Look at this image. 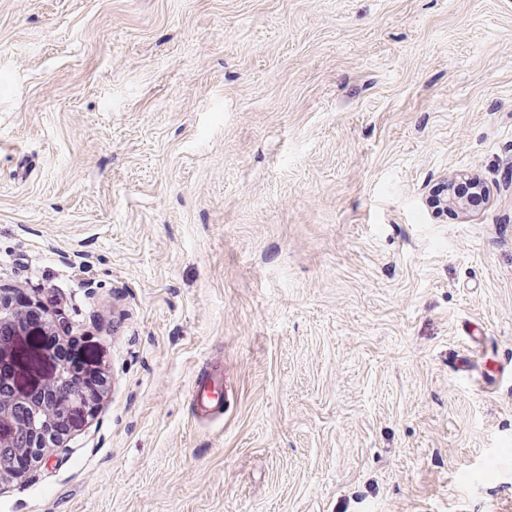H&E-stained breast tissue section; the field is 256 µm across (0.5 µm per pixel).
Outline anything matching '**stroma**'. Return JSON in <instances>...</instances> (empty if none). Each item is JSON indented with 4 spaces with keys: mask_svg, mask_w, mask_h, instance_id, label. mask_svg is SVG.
<instances>
[{
    "mask_svg": "<svg viewBox=\"0 0 512 512\" xmlns=\"http://www.w3.org/2000/svg\"><path fill=\"white\" fill-rule=\"evenodd\" d=\"M17 286L108 383L0 512H512V0H0ZM433 204L435 205V213L438 216H442L444 214H448V210L456 211V210H465L469 205V200L467 197H464L458 193H455L453 190H448L447 187H444V190L440 195H435L433 200ZM192 420L200 426L224 419V362L213 358L205 363L189 396Z\"/></svg>",
    "mask_w": 512,
    "mask_h": 512,
    "instance_id": "1",
    "label": "stroma"
}]
</instances>
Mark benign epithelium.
<instances>
[{"label":"benign epithelium","instance_id":"benign-epithelium-1","mask_svg":"<svg viewBox=\"0 0 512 512\" xmlns=\"http://www.w3.org/2000/svg\"><path fill=\"white\" fill-rule=\"evenodd\" d=\"M433 204L436 215L442 216L450 210L467 209L469 200L445 189L435 196ZM33 308L35 304L25 300L10 311L0 300V335L13 328L10 341L0 344V447L12 446L19 432L28 437V445L19 449V465L12 472H0V482L22 477L28 468L45 466L49 449L59 447L68 426L84 418L102 383L98 369L92 367L89 372L94 384L82 399L53 395L65 368L41 339L59 327H67V323L52 313L32 318L29 312Z\"/></svg>","mask_w":512,"mask_h":512}]
</instances>
